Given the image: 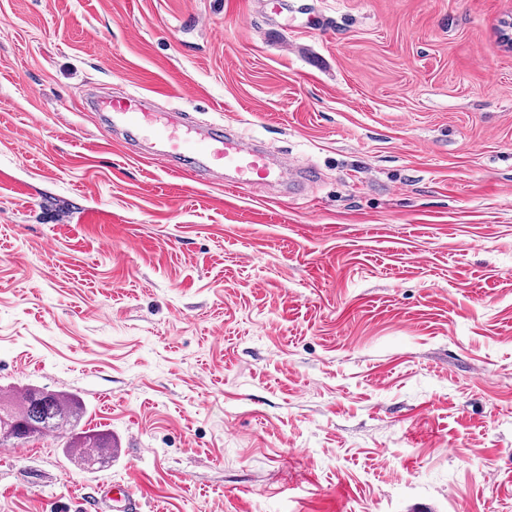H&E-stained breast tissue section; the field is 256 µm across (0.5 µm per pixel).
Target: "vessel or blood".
I'll return each instance as SVG.
<instances>
[{
	"instance_id": "vessel-or-blood-1",
	"label": "vessel or blood",
	"mask_w": 512,
	"mask_h": 512,
	"mask_svg": "<svg viewBox=\"0 0 512 512\" xmlns=\"http://www.w3.org/2000/svg\"><path fill=\"white\" fill-rule=\"evenodd\" d=\"M97 106L106 128L133 137L139 146H158V155L167 160H188L186 174L198 170H226L232 178L231 188L269 186L284 179L294 181L313 178V170L287 162L274 163L263 149L241 135L227 132L223 125L213 124L199 130L190 125H159L140 97L111 94L101 97ZM103 494L111 495L114 512H142L143 504L125 486H103Z\"/></svg>"
}]
</instances>
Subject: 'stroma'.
I'll return each mask as SVG.
<instances>
[{
    "instance_id": "1",
    "label": "stroma",
    "mask_w": 512,
    "mask_h": 512,
    "mask_svg": "<svg viewBox=\"0 0 512 512\" xmlns=\"http://www.w3.org/2000/svg\"><path fill=\"white\" fill-rule=\"evenodd\" d=\"M279 2L0 0V392L121 443L0 452V512H512V0ZM93 90L320 177L173 175ZM102 495L112 493V507L116 512H140L143 510L142 502L127 486H108L101 488Z\"/></svg>"
}]
</instances>
